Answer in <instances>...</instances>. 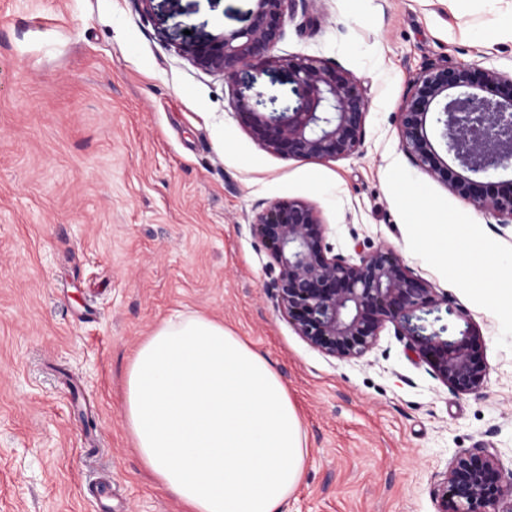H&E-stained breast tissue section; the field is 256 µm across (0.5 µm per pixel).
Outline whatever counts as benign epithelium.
<instances>
[{
    "label": "benign epithelium",
    "mask_w": 512,
    "mask_h": 512,
    "mask_svg": "<svg viewBox=\"0 0 512 512\" xmlns=\"http://www.w3.org/2000/svg\"><path fill=\"white\" fill-rule=\"evenodd\" d=\"M300 2L307 0H254L247 26L218 40H188L178 52L233 86L242 122L261 148L296 159L346 158L364 143L369 108L356 78L310 58L274 54ZM279 72L290 85L285 105L259 87L261 76ZM398 123L418 166L499 224H512V182L492 192L474 179L512 166V76L431 63L414 79ZM431 125L440 130L438 147ZM254 226L269 250L273 296L312 348L338 360L359 359L391 325L449 389L467 394L483 387L487 367L472 350L475 333L466 326L455 339L443 337L448 326L436 323L448 296L435 294L389 248L364 242L353 257L332 253L318 211L301 200L270 204ZM445 484L438 512H512V472L504 474L487 448L454 455Z\"/></svg>",
    "instance_id": "benign-epithelium-1"
}]
</instances>
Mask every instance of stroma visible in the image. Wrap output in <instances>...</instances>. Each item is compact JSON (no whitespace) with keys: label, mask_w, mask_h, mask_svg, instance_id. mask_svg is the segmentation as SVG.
<instances>
[{"label":"stroma","mask_w":512,"mask_h":512,"mask_svg":"<svg viewBox=\"0 0 512 512\" xmlns=\"http://www.w3.org/2000/svg\"><path fill=\"white\" fill-rule=\"evenodd\" d=\"M252 0H0V512H181L144 473L124 371L164 320L222 322L279 374L305 474L284 512H437L453 456L512 470V323L412 239L423 219L478 225L502 259L512 228L404 150L397 113L428 64L512 74V0H308L275 48L356 77L359 153L260 148L225 79L178 52L245 27ZM312 204L334 253L386 245L465 313L487 365L459 394L384 329L341 361L296 334L269 289L258 212Z\"/></svg>","instance_id":"35a3bbf8"}]
</instances>
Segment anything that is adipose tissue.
<instances>
[{
	"instance_id": "obj_1",
	"label": "adipose tissue",
	"mask_w": 512,
	"mask_h": 512,
	"mask_svg": "<svg viewBox=\"0 0 512 512\" xmlns=\"http://www.w3.org/2000/svg\"><path fill=\"white\" fill-rule=\"evenodd\" d=\"M418 248L512 322V269L474 228L418 224ZM124 417L143 467L185 512H282L307 448L272 366L222 322L178 314L131 358Z\"/></svg>"
}]
</instances>
